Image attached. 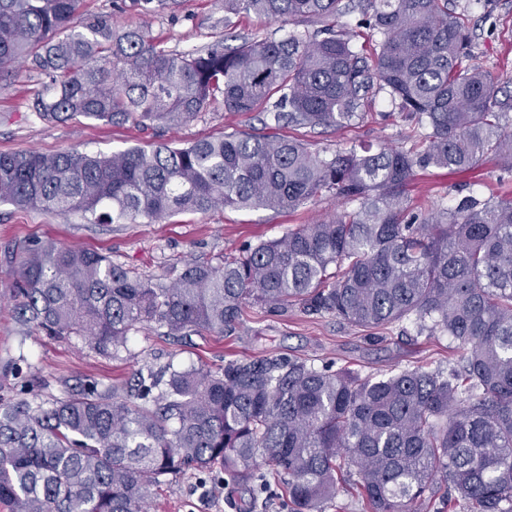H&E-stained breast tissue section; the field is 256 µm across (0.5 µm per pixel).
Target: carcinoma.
<instances>
[{"label": "carcinoma", "instance_id": "obj_1", "mask_svg": "<svg viewBox=\"0 0 512 512\" xmlns=\"http://www.w3.org/2000/svg\"><path fill=\"white\" fill-rule=\"evenodd\" d=\"M82 0H0V77L47 79L31 109L48 121L179 127L222 98L266 129L342 127L386 91L430 132L418 149L314 153L298 139L232 132L111 155L0 153V202L105 224L212 210H294L318 197L328 218L250 245L220 265L194 261L170 284L100 253L19 240L0 251L16 275L19 320L117 353L153 324L222 334L246 305L297 307L381 329L413 316L452 338L457 368L361 375L278 355L139 370L132 393L94 387L0 404V502L13 512H147L156 488L218 465L266 488L286 479L288 512H325L350 481L369 512H416L443 489L464 512H512V197L474 192L413 211L415 169L488 160L512 172V130L489 72L466 61L465 12L448 0H363L372 52L336 30L341 0H224V14L314 22V34L243 38L177 52ZM144 12L175 0H131ZM358 203L349 211L345 206Z\"/></svg>", "mask_w": 512, "mask_h": 512}]
</instances>
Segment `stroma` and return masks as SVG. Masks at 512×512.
I'll return each mask as SVG.
<instances>
[{"label": "stroma", "mask_w": 512, "mask_h": 512, "mask_svg": "<svg viewBox=\"0 0 512 512\" xmlns=\"http://www.w3.org/2000/svg\"><path fill=\"white\" fill-rule=\"evenodd\" d=\"M451 9L467 8L473 30L472 65L490 72L499 97L512 105V0H450ZM80 17L111 16L116 26L142 28L174 51L202 48L223 38L225 31L246 37H281L288 23H271L252 13L224 19V0H179L173 10L145 13L116 0H84ZM44 78L33 70L0 79V152L33 149L45 154L72 150L109 155L134 146L165 140L186 146L195 140L229 132H251L260 123L255 114H238L214 101L207 112L172 129H145L133 123L112 125L84 119L47 122L30 104L43 89ZM389 97L377 92L364 122L341 128H285V136L308 144L311 151L332 153L353 145H405L408 126L392 116ZM486 199L512 195V174L493 162L470 172L427 166L417 169L410 197L416 212L450 206L467 193ZM335 208L328 198L293 211L224 209L207 214L177 215L156 223L100 224L94 215L61 217L0 203V248L25 239H52L97 251L139 275L172 282L186 263L214 264L247 245L287 235L300 225L326 218ZM14 278L0 271V403L45 400L79 392L88 384L122 388L137 371L151 366L218 367L230 359L263 355L301 358L315 366H348L364 374L396 372L407 367L448 369L454 346L450 337L419 333L414 320L384 330H368L333 315L312 318L299 310L283 317L247 306L235 330L170 336L151 327L130 336L126 349L112 353L75 337L49 336L18 319L21 298ZM220 471H192L161 485L148 512H288L285 487L271 481L272 497L256 495L251 486L226 484L222 498L201 497V483H214Z\"/></svg>", "instance_id": "35a3bbf8"}]
</instances>
